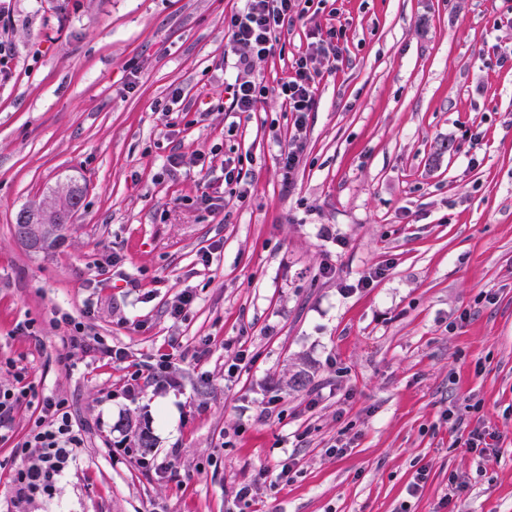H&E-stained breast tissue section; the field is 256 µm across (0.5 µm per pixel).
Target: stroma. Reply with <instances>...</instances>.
I'll return each instance as SVG.
<instances>
[{"mask_svg": "<svg viewBox=\"0 0 512 512\" xmlns=\"http://www.w3.org/2000/svg\"><path fill=\"white\" fill-rule=\"evenodd\" d=\"M241 6L5 4L0 387L26 373L86 430L30 512H512V69L490 52L512 47V6L312 0L255 63L265 102L235 114L224 17ZM339 26L343 61L323 70L288 185L292 118L276 90L314 32ZM176 88L163 119L155 105ZM228 158L254 177L245 200L223 185ZM65 184L84 196L63 239L29 249L17 213ZM205 189L223 212L193 205ZM181 293L192 301L176 319ZM65 313L131 360H166L169 383L126 397L124 366L66 350ZM242 345L252 361H236ZM144 429L146 456L177 449L182 484L123 454ZM474 429L497 446L468 448ZM261 465L254 501H237Z\"/></svg>", "mask_w": 512, "mask_h": 512, "instance_id": "stroma-1", "label": "stroma"}]
</instances>
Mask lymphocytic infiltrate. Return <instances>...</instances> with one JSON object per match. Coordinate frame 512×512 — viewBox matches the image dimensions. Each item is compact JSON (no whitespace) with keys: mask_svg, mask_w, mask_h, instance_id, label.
Segmentation results:
<instances>
[{"mask_svg":"<svg viewBox=\"0 0 512 512\" xmlns=\"http://www.w3.org/2000/svg\"><path fill=\"white\" fill-rule=\"evenodd\" d=\"M309 2L244 0L241 9L225 16L224 27L237 53L239 71L229 86L230 111H257L268 90L250 79L253 63L272 51V39L277 30L304 17ZM345 38L344 28L327 30L310 49L293 57L292 75L278 89L285 110L293 116L294 127L291 141L279 154L285 180H292L304 158L303 131L309 112L315 111L319 104L321 65L331 59L339 60ZM38 399L39 415L17 447L23 463L9 479L11 498L7 512H28V505L34 498H53L59 482L76 463L77 448L85 441V430L73 420L67 400L54 395Z\"/></svg>","mask_w":512,"mask_h":512,"instance_id":"lymphocytic-infiltrate-1","label":"lymphocytic infiltrate"}]
</instances>
